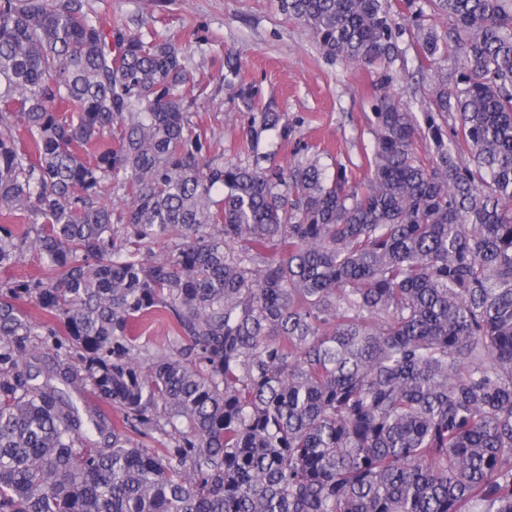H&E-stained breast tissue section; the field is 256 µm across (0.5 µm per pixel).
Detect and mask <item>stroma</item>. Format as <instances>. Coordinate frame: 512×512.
I'll return each instance as SVG.
<instances>
[{
	"instance_id": "1",
	"label": "stroma",
	"mask_w": 512,
	"mask_h": 512,
	"mask_svg": "<svg viewBox=\"0 0 512 512\" xmlns=\"http://www.w3.org/2000/svg\"><path fill=\"white\" fill-rule=\"evenodd\" d=\"M84 11L113 25L148 34L169 29L189 48L190 84L201 95L189 109L207 133L210 153L227 163H248L252 144L246 135L250 112L278 113L289 127L276 141L274 163L288 165L305 152L318 153L328 169L342 164L364 177L371 152L369 129L375 70H348L327 62L307 29L284 13L278 0H82ZM411 31L398 41L405 58L389 70L403 100L424 87L415 77ZM236 62L234 83L224 81L228 62ZM249 90L243 101L241 90Z\"/></svg>"
}]
</instances>
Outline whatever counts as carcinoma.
Segmentation results:
<instances>
[{"label":"carcinoma","instance_id":"obj_1","mask_svg":"<svg viewBox=\"0 0 512 512\" xmlns=\"http://www.w3.org/2000/svg\"><path fill=\"white\" fill-rule=\"evenodd\" d=\"M279 2L398 58L392 0ZM405 4L424 123L379 79L360 184L209 157L178 35L0 0V269L47 271L0 282V512H512V0ZM45 268L43 267L37 252L30 248L25 257H23L15 266L0 272V280H30L44 277ZM143 337L140 343L149 341L152 345H162L168 341V338L173 336L172 320L167 316L158 315L148 319L143 327Z\"/></svg>","mask_w":512,"mask_h":512}]
</instances>
